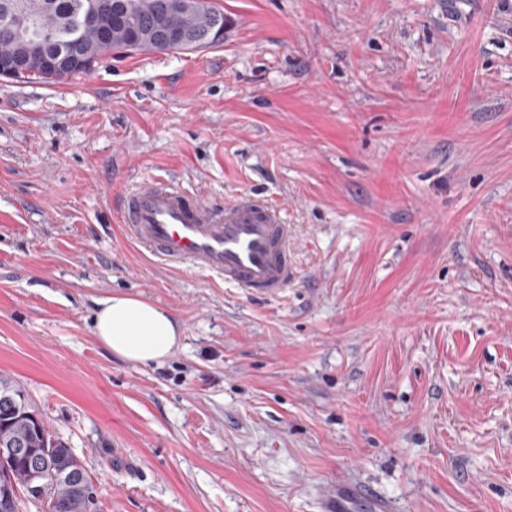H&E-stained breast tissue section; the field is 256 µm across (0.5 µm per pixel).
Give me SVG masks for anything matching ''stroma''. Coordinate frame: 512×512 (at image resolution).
I'll return each instance as SVG.
<instances>
[{
	"label": "stroma",
	"mask_w": 512,
	"mask_h": 512,
	"mask_svg": "<svg viewBox=\"0 0 512 512\" xmlns=\"http://www.w3.org/2000/svg\"><path fill=\"white\" fill-rule=\"evenodd\" d=\"M222 44L0 79V375L101 512H512V0H213ZM170 178L295 229L261 298L144 255L115 211ZM144 294L181 347H101ZM92 331L110 353L141 365L160 364L181 345L176 317L153 300L117 293L96 302ZM358 500L365 501L366 505L373 510L371 512H389L390 510L383 500L367 494L360 486L345 484L327 491L322 512H348L346 510Z\"/></svg>",
	"instance_id": "1"
}]
</instances>
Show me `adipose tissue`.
I'll return each instance as SVG.
<instances>
[{
	"label": "adipose tissue",
	"instance_id": "ef3b65f1",
	"mask_svg": "<svg viewBox=\"0 0 512 512\" xmlns=\"http://www.w3.org/2000/svg\"><path fill=\"white\" fill-rule=\"evenodd\" d=\"M92 331L104 349L141 365L164 362L183 339L172 313L137 294L117 293L97 300Z\"/></svg>",
	"mask_w": 512,
	"mask_h": 512
}]
</instances>
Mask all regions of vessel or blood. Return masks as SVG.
<instances>
[{"instance_id":"vessel-or-blood-1","label":"vessel or blood","mask_w":512,"mask_h":512,"mask_svg":"<svg viewBox=\"0 0 512 512\" xmlns=\"http://www.w3.org/2000/svg\"><path fill=\"white\" fill-rule=\"evenodd\" d=\"M117 221L174 270L192 268L267 297L283 294L297 277L288 253L290 224L249 197L218 207L171 182L152 180L124 197ZM358 500L371 512H389L383 500L352 484L327 491L322 512H348Z\"/></svg>"}]
</instances>
